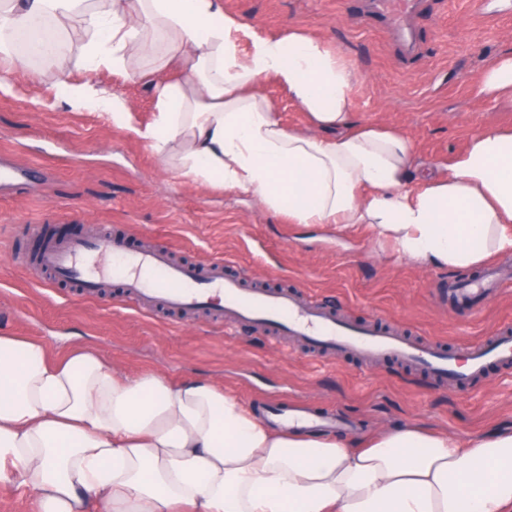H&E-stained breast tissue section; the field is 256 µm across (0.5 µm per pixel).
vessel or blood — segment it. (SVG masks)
Returning <instances> with one entry per match:
<instances>
[{
    "label": "vessel or blood",
    "mask_w": 512,
    "mask_h": 512,
    "mask_svg": "<svg viewBox=\"0 0 512 512\" xmlns=\"http://www.w3.org/2000/svg\"><path fill=\"white\" fill-rule=\"evenodd\" d=\"M106 254L118 259V267L102 264ZM502 268L500 261L489 262L484 276L465 286L462 302L476 306L488 289L498 287ZM36 269L75 282L90 298L115 281L126 299L142 309L209 310L226 323L291 336L314 350L352 352L367 362L396 358L454 386L470 384L488 365L512 366L511 326L451 352L439 343L405 336L391 325L341 321L323 305L285 290L245 288L238 279L224 276L218 265L212 266L208 275H201L195 267L174 262L167 251L131 248L118 234L108 244L77 237L47 245L38 256ZM279 418L288 430L322 422L320 415L303 407L284 409Z\"/></svg>",
    "instance_id": "b4317fda"
}]
</instances>
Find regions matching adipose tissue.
<instances>
[{"label":"adipose tissue","mask_w":512,"mask_h":512,"mask_svg":"<svg viewBox=\"0 0 512 512\" xmlns=\"http://www.w3.org/2000/svg\"><path fill=\"white\" fill-rule=\"evenodd\" d=\"M48 16L84 34L89 80L44 56L68 105L129 127L109 78L142 74L155 114L134 133L163 163L180 141L183 181L248 194L292 224L370 225L423 267L512 253V132L485 129L446 176H414L410 140L357 120L340 54L300 29L244 25L224 0H0V92L15 93L25 61L12 31ZM269 82L310 131L282 123ZM0 483L32 493L35 512H512V431L286 433L211 380L130 377L86 348L0 335Z\"/></svg>","instance_id":"ef3b65f1"}]
</instances>
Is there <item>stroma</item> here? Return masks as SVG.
<instances>
[{
	"mask_svg": "<svg viewBox=\"0 0 512 512\" xmlns=\"http://www.w3.org/2000/svg\"><path fill=\"white\" fill-rule=\"evenodd\" d=\"M224 9L248 26L324 38L354 71L358 120L401 131L429 174L444 175L484 128L512 129V101L477 92L488 64L512 57V0H484L482 18L469 0H416L402 17L409 44L372 0H224ZM14 79L24 94L0 93V160L20 175L12 189L0 188V333L59 351L85 345L132 375L173 383L204 376L260 408L306 401L351 421L354 438L408 424L462 439L512 428V367L452 390L395 359L370 366L208 314L140 310L117 290L90 300L69 286L41 285L17 244L49 226L71 235L118 229L132 248L165 247L199 267L219 262L245 286L284 284L338 314L379 318L454 350L512 325V280L470 313L443 294L454 281L478 279L481 267L424 268L367 225L339 233L291 224L250 196L183 182L109 117L67 105L40 63L28 62ZM111 82L133 104V124L152 121L146 79Z\"/></svg>",
	"mask_w": 512,
	"mask_h": 512,
	"instance_id": "35a3bbf8",
	"label": "stroma"
}]
</instances>
